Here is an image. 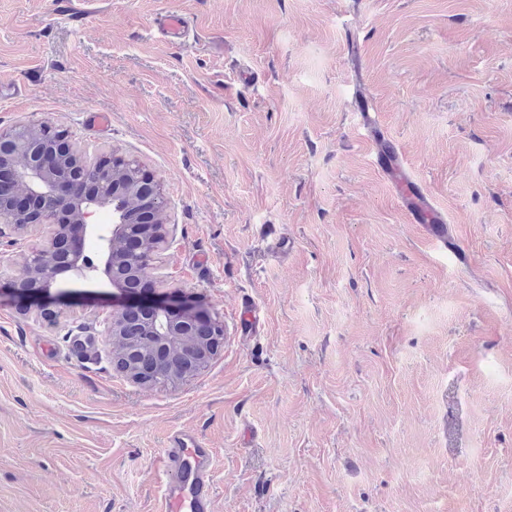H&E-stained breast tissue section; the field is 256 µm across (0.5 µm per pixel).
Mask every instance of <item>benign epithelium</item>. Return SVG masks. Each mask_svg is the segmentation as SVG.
Returning a JSON list of instances; mask_svg holds the SVG:
<instances>
[{"label":"benign epithelium","mask_w":512,"mask_h":512,"mask_svg":"<svg viewBox=\"0 0 512 512\" xmlns=\"http://www.w3.org/2000/svg\"><path fill=\"white\" fill-rule=\"evenodd\" d=\"M44 146L28 137L21 125L0 132V250L17 246L22 234L31 227L47 226L52 230L47 246L33 248L14 280L12 291L21 299L48 313L71 295V281H88L105 277L126 298L112 310L105 323L104 336L112 350L126 335L125 329L139 326L144 334L161 346V357L168 370L188 366L199 358L197 332L206 327L211 350L224 343V330L196 301L166 295H148L130 285V274H149L154 249L145 246L122 251L130 223L126 195L132 188L115 184L112 158L89 162L75 149L68 134L51 126L44 127ZM78 161L77 173L61 176L59 155ZM21 200L23 206H8L4 198ZM107 208L112 215L109 236L100 233L92 218ZM165 199L155 190L150 204V223L155 228V244L167 242L162 216ZM106 239V246L96 259L84 253L87 238Z\"/></svg>","instance_id":"benign-epithelium-1"}]
</instances>
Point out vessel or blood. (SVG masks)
I'll list each match as a JSON object with an SVG mask.
<instances>
[{
    "label": "vessel or blood",
    "instance_id": "vessel-or-blood-1",
    "mask_svg": "<svg viewBox=\"0 0 512 512\" xmlns=\"http://www.w3.org/2000/svg\"><path fill=\"white\" fill-rule=\"evenodd\" d=\"M375 143V162L391 182L408 220L426 225L430 238L445 242L447 217L439 209L373 116H366ZM160 464L164 474L160 512H213L214 451L196 434L177 432L162 449Z\"/></svg>",
    "mask_w": 512,
    "mask_h": 512
}]
</instances>
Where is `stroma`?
I'll list each match as a JSON object with an SVG mask.
<instances>
[{
	"label": "stroma",
	"instance_id": "obj_1",
	"mask_svg": "<svg viewBox=\"0 0 512 512\" xmlns=\"http://www.w3.org/2000/svg\"><path fill=\"white\" fill-rule=\"evenodd\" d=\"M364 97L447 248L376 166ZM38 124L160 183L152 286L224 343L135 384L102 334L112 286L46 318L7 251L0 512H155L178 430L215 451V512H512V0H0V132Z\"/></svg>",
	"mask_w": 512,
	"mask_h": 512
}]
</instances>
